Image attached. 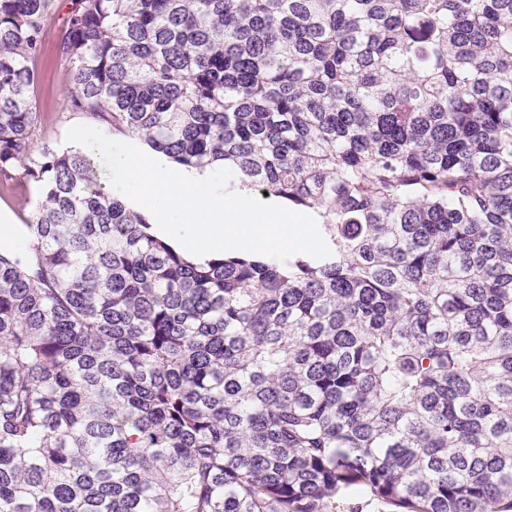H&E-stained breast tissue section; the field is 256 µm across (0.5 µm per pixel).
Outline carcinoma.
<instances>
[{"label": "carcinoma", "mask_w": 512, "mask_h": 512, "mask_svg": "<svg viewBox=\"0 0 512 512\" xmlns=\"http://www.w3.org/2000/svg\"><path fill=\"white\" fill-rule=\"evenodd\" d=\"M0 0V512H512V0H69L66 111L313 216L196 262L41 137ZM39 199L37 188L32 185L29 188L17 189L13 194H4V197H0V241H7L8 230L2 225L1 221L14 228V234L11 241L7 245H1L0 249H13L20 246V240L17 236V226L25 224L27 216L30 214L34 204ZM392 508L381 500L359 491L337 496L327 504L325 512H390Z\"/></svg>", "instance_id": "1"}]
</instances>
